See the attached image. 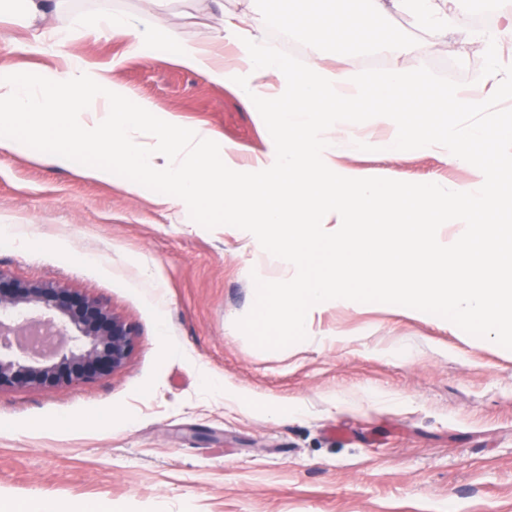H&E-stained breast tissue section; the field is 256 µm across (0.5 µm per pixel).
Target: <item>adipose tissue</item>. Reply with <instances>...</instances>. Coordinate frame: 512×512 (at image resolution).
Segmentation results:
<instances>
[{
  "label": "adipose tissue",
  "instance_id": "adipose-tissue-1",
  "mask_svg": "<svg viewBox=\"0 0 512 512\" xmlns=\"http://www.w3.org/2000/svg\"><path fill=\"white\" fill-rule=\"evenodd\" d=\"M209 1L218 10L225 37L208 44L187 41L173 29L159 30L151 12H115L110 0H100L93 31L112 32L135 55L152 45L168 44L182 67L219 83L236 80L238 71L247 72L248 80L238 85L242 102L262 96L271 100L274 112L275 166L263 187L238 176L232 147L221 146L213 131L201 126L182 128L168 117L157 116L147 102L141 103L139 111L128 112L124 102L129 90L72 54L64 56L60 68L33 78L0 71V154L23 149V129L35 128L51 144L48 162L69 168L74 152L69 128L80 129L84 143L90 145L98 130L107 127L125 164L170 186L161 203L203 199L212 208L256 218L264 229L262 246L298 274L278 300L260 293L254 307V318L260 322L276 318L299 332L305 324L294 320L296 310L309 315L325 299H344L358 291L362 281L356 248L367 242L371 225L394 224L401 218L410 240L419 237L421 225L427 223L435 228L458 224L466 230L464 236L419 252L421 274L403 284L410 297L446 298L452 323L478 318L493 324L511 316L499 304L504 286L512 285L511 263L485 255L491 274L469 280L458 273L456 262L467 251L469 232L489 225L491 215L503 204L493 183L502 162L497 147L512 145V121L488 130L468 129L459 126L456 117L461 112L486 111L488 101L483 96L432 85L395 69L367 79L319 62L318 48L325 43L332 44L340 57L353 55L365 43L391 58L409 54L416 48L415 41L380 35L372 28V19L393 10L408 16L416 29L430 31L447 26L457 0H348L346 19L340 24L305 10L241 15L226 10L224 0ZM63 2L21 0V25L55 46L68 44L70 30L54 23ZM272 25L308 47L306 61L294 66L266 51L263 33ZM228 42L237 48L239 70L224 65ZM270 75L276 77V86L264 85ZM364 114L390 131L380 145L383 153L437 147L456 162L482 154L485 164L472 182L450 189L429 185L421 191L420 204H413L402 184L386 187L377 175L337 169L339 156L364 148L351 130L352 119ZM331 169L336 176L328 184L323 175ZM315 244L332 261L331 277L301 275L305 252Z\"/></svg>",
  "mask_w": 512,
  "mask_h": 512
}]
</instances>
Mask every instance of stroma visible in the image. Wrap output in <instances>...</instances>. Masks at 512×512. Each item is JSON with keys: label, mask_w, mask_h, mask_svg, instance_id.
<instances>
[{"label": "stroma", "mask_w": 512, "mask_h": 512, "mask_svg": "<svg viewBox=\"0 0 512 512\" xmlns=\"http://www.w3.org/2000/svg\"><path fill=\"white\" fill-rule=\"evenodd\" d=\"M484 0H459L453 25L390 58L375 49L346 68H391L454 87L481 79L468 21ZM0 14V68L36 74L59 57ZM98 0H67L58 25L68 52L103 68L133 99L201 125L234 146L238 172L261 183L274 153L263 100L156 51L131 54L108 34L83 36ZM181 0L157 11L162 28L209 43L220 25L186 17ZM372 146L340 158L417 192L472 180L482 157L457 164L434 148L383 155L386 133L364 116ZM23 154L0 155V268L106 300L138 328L125 367L88 383L0 393V497H38L78 512H512V321L458 324L447 303L415 312L391 287L414 271V249L383 231L363 266L367 291L315 312L306 333L269 341L253 319L262 282L289 274L258 249L257 226L213 218L206 204L161 205L160 184L116 162L109 182ZM145 181L144 191L126 184Z\"/></svg>", "instance_id": "stroma-1"}]
</instances>
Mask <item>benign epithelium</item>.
<instances>
[{"label":"benign epithelium","instance_id":"benign-epithelium-1","mask_svg":"<svg viewBox=\"0 0 512 512\" xmlns=\"http://www.w3.org/2000/svg\"><path fill=\"white\" fill-rule=\"evenodd\" d=\"M55 331L47 353L12 346L10 337L33 327ZM137 330L96 297L50 281H21L0 269V392L57 388L121 370Z\"/></svg>","mask_w":512,"mask_h":512}]
</instances>
